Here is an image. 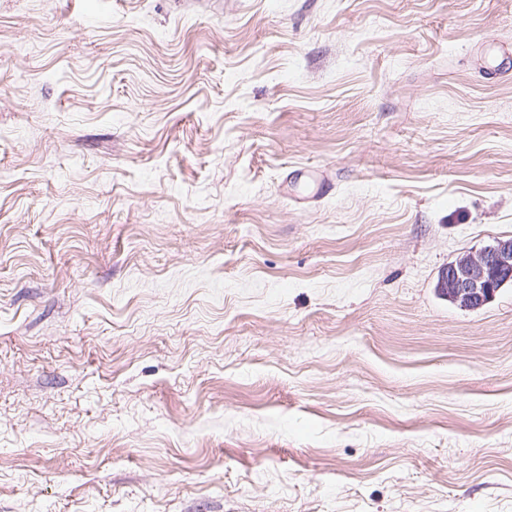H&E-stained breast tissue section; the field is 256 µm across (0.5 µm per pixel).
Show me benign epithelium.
<instances>
[{"instance_id": "benign-epithelium-1", "label": "benign epithelium", "mask_w": 512, "mask_h": 512, "mask_svg": "<svg viewBox=\"0 0 512 512\" xmlns=\"http://www.w3.org/2000/svg\"><path fill=\"white\" fill-rule=\"evenodd\" d=\"M511 280L512 238L498 239L449 264L440 277L439 289L459 307L476 310Z\"/></svg>"}]
</instances>
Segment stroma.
Masks as SVG:
<instances>
[{"mask_svg": "<svg viewBox=\"0 0 512 512\" xmlns=\"http://www.w3.org/2000/svg\"><path fill=\"white\" fill-rule=\"evenodd\" d=\"M512 0H0V512H512ZM329 170L320 188L311 169ZM503 273L507 276L501 279ZM511 275L512 238L498 239L475 255H467L449 264L440 277L439 290H443L448 300L460 308L476 310L508 284Z\"/></svg>", "mask_w": 512, "mask_h": 512, "instance_id": "obj_1", "label": "stroma"}]
</instances>
